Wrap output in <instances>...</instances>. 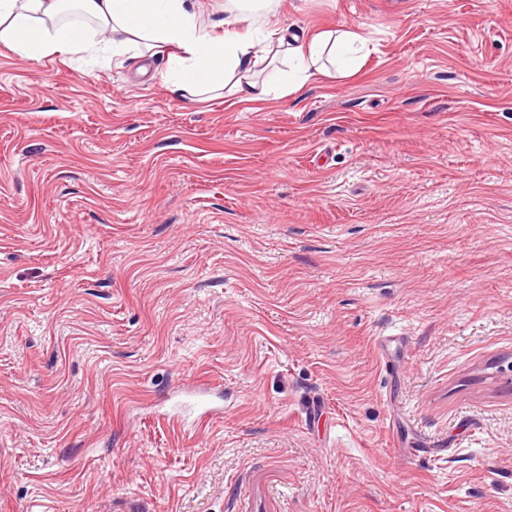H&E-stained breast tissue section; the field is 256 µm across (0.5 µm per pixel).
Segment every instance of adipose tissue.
<instances>
[{"instance_id":"1","label":"adipose tissue","mask_w":512,"mask_h":512,"mask_svg":"<svg viewBox=\"0 0 512 512\" xmlns=\"http://www.w3.org/2000/svg\"><path fill=\"white\" fill-rule=\"evenodd\" d=\"M272 3L212 0L213 16L206 20L195 0H0V45L35 61L169 52L172 93L192 97L228 86L243 101L301 87L322 72L327 54H340L345 67L357 64V34L291 32L271 23ZM106 31L110 39L101 40ZM260 41L266 52L257 50ZM260 68L269 78L257 77Z\"/></svg>"}]
</instances>
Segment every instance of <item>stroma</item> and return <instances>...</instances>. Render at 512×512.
Segmentation results:
<instances>
[{"mask_svg": "<svg viewBox=\"0 0 512 512\" xmlns=\"http://www.w3.org/2000/svg\"><path fill=\"white\" fill-rule=\"evenodd\" d=\"M274 10L357 68L0 46V512H512V0Z\"/></svg>", "mask_w": 512, "mask_h": 512, "instance_id": "1", "label": "stroma"}]
</instances>
